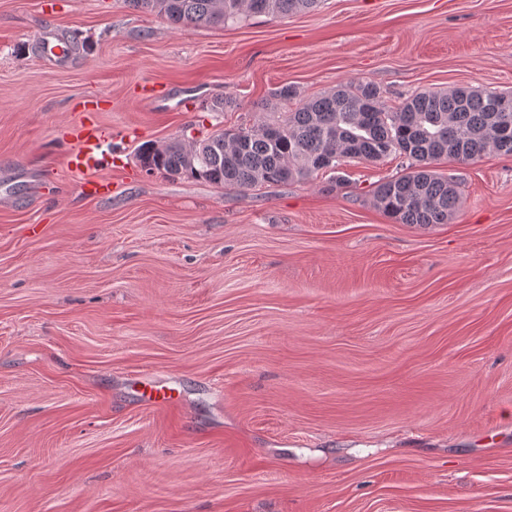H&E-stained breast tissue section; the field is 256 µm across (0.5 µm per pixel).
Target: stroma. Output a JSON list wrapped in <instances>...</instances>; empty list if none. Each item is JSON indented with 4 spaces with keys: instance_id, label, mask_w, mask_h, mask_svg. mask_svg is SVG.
Listing matches in <instances>:
<instances>
[{
    "instance_id": "obj_1",
    "label": "stroma",
    "mask_w": 512,
    "mask_h": 512,
    "mask_svg": "<svg viewBox=\"0 0 512 512\" xmlns=\"http://www.w3.org/2000/svg\"><path fill=\"white\" fill-rule=\"evenodd\" d=\"M350 80L512 90V0H0V512H512V156L434 162L460 200L428 227L373 203L400 157L252 188L139 162ZM96 124L94 192L64 160ZM136 10L153 12L174 25L224 26L251 16H287L314 9L318 0H125Z\"/></svg>"
}]
</instances>
